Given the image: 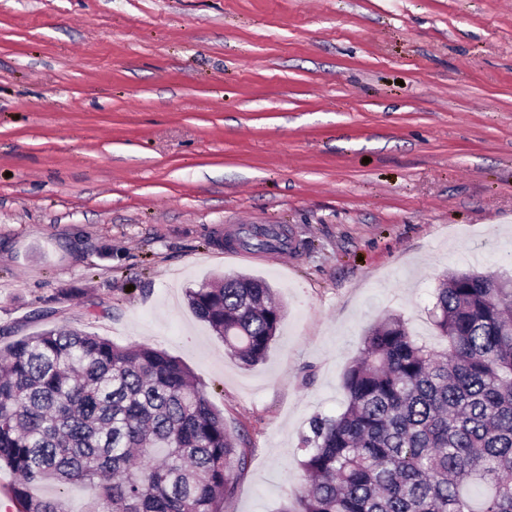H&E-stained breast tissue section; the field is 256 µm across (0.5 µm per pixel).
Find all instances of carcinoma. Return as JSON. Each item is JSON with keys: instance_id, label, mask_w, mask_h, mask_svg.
<instances>
[{"instance_id": "1", "label": "carcinoma", "mask_w": 512, "mask_h": 512, "mask_svg": "<svg viewBox=\"0 0 512 512\" xmlns=\"http://www.w3.org/2000/svg\"><path fill=\"white\" fill-rule=\"evenodd\" d=\"M276 227L244 247L275 248ZM244 366L283 320L273 289L228 274L186 291ZM437 351L389 316L346 369L345 408L313 417L300 485L280 512H512V288L475 271L436 289ZM248 450L191 371L145 345L50 328L0 349V471L17 512H71L34 486L83 485L82 512H224Z\"/></svg>"}]
</instances>
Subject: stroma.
<instances>
[{
  "label": "stroma",
  "mask_w": 512,
  "mask_h": 512,
  "mask_svg": "<svg viewBox=\"0 0 512 512\" xmlns=\"http://www.w3.org/2000/svg\"><path fill=\"white\" fill-rule=\"evenodd\" d=\"M452 270L512 277V0H0V347L176 357L250 454L224 512L290 497L371 325L442 349ZM237 273L285 310L252 368L185 298ZM245 240H242L243 247H256V248H276L279 247L276 243L284 242L283 234L279 228L268 227L260 230L248 231ZM255 241V242H253Z\"/></svg>",
  "instance_id": "obj_1"
}]
</instances>
